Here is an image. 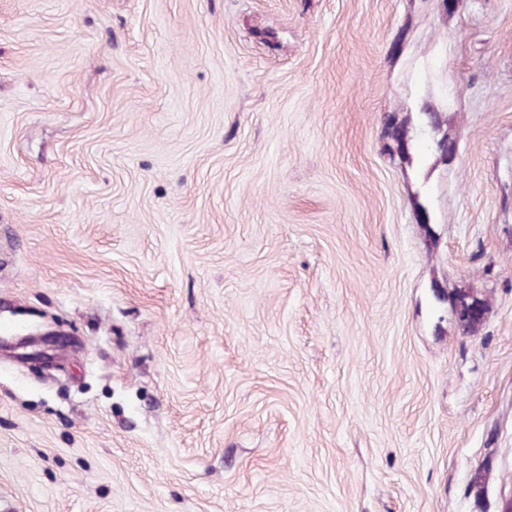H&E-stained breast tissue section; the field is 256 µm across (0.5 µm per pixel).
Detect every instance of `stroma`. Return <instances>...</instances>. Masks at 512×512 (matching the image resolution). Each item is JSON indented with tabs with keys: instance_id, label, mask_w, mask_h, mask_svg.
Returning a JSON list of instances; mask_svg holds the SVG:
<instances>
[{
	"instance_id": "obj_1",
	"label": "stroma",
	"mask_w": 512,
	"mask_h": 512,
	"mask_svg": "<svg viewBox=\"0 0 512 512\" xmlns=\"http://www.w3.org/2000/svg\"><path fill=\"white\" fill-rule=\"evenodd\" d=\"M1 318L0 512H499L512 0H0ZM453 304H455L456 299H467L470 302H467L465 304H456L455 305V312L457 316L464 320H471L465 322V325L475 328L478 324L481 323L483 317H484V308L481 303L479 302H473L471 300H477L474 297H471L464 293H455L453 294ZM481 320V321H476Z\"/></svg>"
}]
</instances>
